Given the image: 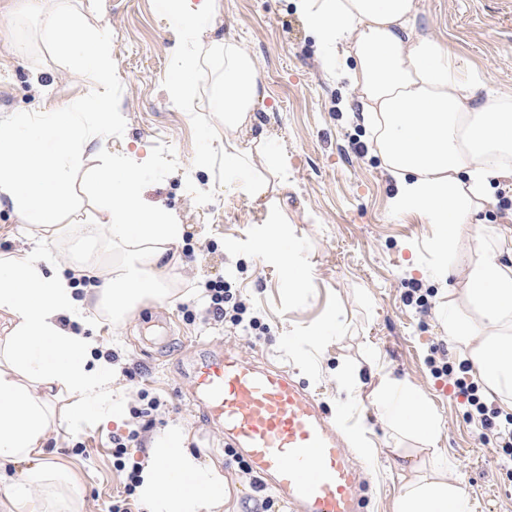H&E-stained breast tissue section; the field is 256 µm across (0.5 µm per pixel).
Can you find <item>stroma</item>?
I'll return each instance as SVG.
<instances>
[{
	"mask_svg": "<svg viewBox=\"0 0 512 512\" xmlns=\"http://www.w3.org/2000/svg\"><path fill=\"white\" fill-rule=\"evenodd\" d=\"M63 6L108 36L112 115L86 109L88 82L45 37L30 0H0V118L26 112L38 125L49 117L48 104L77 106L83 145L67 223L97 222L86 180L130 159L139 165L143 206L164 207L185 227L167 270L168 294L144 300L120 324L103 307L85 313L93 356L111 360L112 381L108 391L86 398L88 422L80 431L56 421L43 448L44 461L79 474L73 493L84 512H110L123 494L129 471L112 455L113 434L137 431L129 459L141 462L154 442L177 429L185 448L224 475L220 512H265L263 495L253 491L219 432L177 396L192 360L215 347L283 368L318 399L361 472L366 512H396L402 455L423 473L442 471L462 487L470 512H512V461L483 438L472 407L456 401L429 365L432 349L440 348L455 373L476 379L464 372L463 346L449 339L447 323L455 315L482 326L464 301L463 271L479 259L480 240L512 248V234L496 235L497 227H512V183L482 203L444 257L436 249L439 225L417 212L394 211V183L379 155L354 151L357 142L367 147L370 135L357 101L336 78L340 52L317 42L296 0H217L214 29L192 37L173 22L164 0H64ZM420 8L428 31L463 63L512 91V0H421ZM219 38L251 55L264 92L245 148L288 160L287 188L266 166L269 188L258 200L224 174V122L213 110L224 67L206 53ZM185 56L199 62L189 106L169 93L174 62ZM273 214L282 220L281 251L307 276L303 290H291L282 263L257 250ZM38 241L70 275L98 276L107 255L102 241L21 223L10 202H0V260ZM219 278L257 318L258 330L247 333L209 314L205 285ZM408 279L429 289L428 311L401 301ZM159 307L167 316L163 345L151 343L144 322ZM389 376L428 403L440 426L434 439L401 427V407L379 392ZM149 395L159 407L149 419L132 417L131 408L145 407ZM106 415L111 421L104 426Z\"/></svg>",
	"mask_w": 512,
	"mask_h": 512,
	"instance_id": "35a3bbf8",
	"label": "stroma"
}]
</instances>
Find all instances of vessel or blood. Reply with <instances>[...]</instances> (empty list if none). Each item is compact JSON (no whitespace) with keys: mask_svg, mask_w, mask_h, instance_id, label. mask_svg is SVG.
I'll list each match as a JSON object with an SVG mask.
<instances>
[{"mask_svg":"<svg viewBox=\"0 0 512 512\" xmlns=\"http://www.w3.org/2000/svg\"><path fill=\"white\" fill-rule=\"evenodd\" d=\"M190 377V402L290 512H363L347 448L287 371L220 349L199 356Z\"/></svg>","mask_w":512,"mask_h":512,"instance_id":"vessel-or-blood-1","label":"vessel or blood"}]
</instances>
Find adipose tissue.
<instances>
[{"label": "adipose tissue", "mask_w": 512, "mask_h": 512, "mask_svg": "<svg viewBox=\"0 0 512 512\" xmlns=\"http://www.w3.org/2000/svg\"><path fill=\"white\" fill-rule=\"evenodd\" d=\"M32 6L45 17L46 36L85 66L87 77L99 85L111 82L103 33L64 11L59 0H33ZM299 8L312 30L343 48L349 61L343 76L360 104L359 120L372 130L397 183L392 206L443 225L438 247L449 251L473 202L512 181V93L495 88L487 73L467 68L424 31L419 0H300ZM210 52L224 60L215 109L225 128L247 132L260 97L254 62L228 42L212 43ZM31 124L23 112L0 120V196L11 201L21 222L79 232V225L64 222L72 205L71 109H52L38 135H28ZM137 170L131 162L108 167L88 184L103 214L88 225L90 236L125 247L93 292L116 322L144 298L163 295L167 256L184 237L183 225L166 211L142 207ZM466 276L467 301L487 332L473 336L467 322L453 317L448 334L463 344L486 392L512 411V251L483 250ZM84 309L72 280L44 257L30 253L0 264V319L9 326L0 340V461L31 465L27 477L0 496V512H81L72 493L79 474L39 456L53 423L48 393L77 398L106 386L112 373L108 360L88 362L89 337L63 325ZM380 393L412 412L409 429L435 437L438 425L428 404L400 381L385 379ZM175 471L183 484H173ZM137 492L144 512H217L224 477L203 468L175 431L152 448ZM467 504L465 491L443 473L423 475L413 466L397 512H466Z\"/></svg>", "instance_id": "obj_1"}]
</instances>
